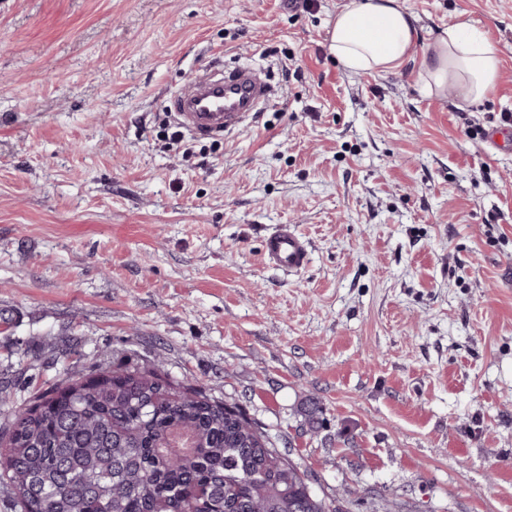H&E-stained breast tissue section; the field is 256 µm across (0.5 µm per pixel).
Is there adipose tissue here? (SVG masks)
<instances>
[{
	"mask_svg": "<svg viewBox=\"0 0 512 512\" xmlns=\"http://www.w3.org/2000/svg\"><path fill=\"white\" fill-rule=\"evenodd\" d=\"M416 20L401 0H353L337 13L330 37L332 51L355 72L387 73L419 58L426 90L457 86L464 98L479 100L495 88L500 62L466 24L449 26L431 51L417 53Z\"/></svg>",
	"mask_w": 512,
	"mask_h": 512,
	"instance_id": "adipose-tissue-1",
	"label": "adipose tissue"
}]
</instances>
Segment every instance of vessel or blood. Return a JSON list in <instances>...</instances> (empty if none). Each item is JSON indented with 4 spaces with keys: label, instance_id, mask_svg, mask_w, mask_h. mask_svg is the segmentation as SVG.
<instances>
[{
    "label": "vessel or blood",
    "instance_id": "1",
    "mask_svg": "<svg viewBox=\"0 0 512 512\" xmlns=\"http://www.w3.org/2000/svg\"><path fill=\"white\" fill-rule=\"evenodd\" d=\"M267 94V84L254 71L241 70L223 76L204 64L194 81L178 95L176 107L181 124L192 134H229ZM262 253L268 265L289 273L303 271L310 260L306 238L288 224L278 225L265 236Z\"/></svg>",
    "mask_w": 512,
    "mask_h": 512
}]
</instances>
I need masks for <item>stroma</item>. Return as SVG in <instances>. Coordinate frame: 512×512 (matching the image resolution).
Listing matches in <instances>:
<instances>
[{"mask_svg":"<svg viewBox=\"0 0 512 512\" xmlns=\"http://www.w3.org/2000/svg\"><path fill=\"white\" fill-rule=\"evenodd\" d=\"M350 0H0V383L101 354L235 400L348 512H512V0H402L420 46L466 23L494 91L347 70ZM275 101L175 143L201 64ZM293 225L310 263L269 267ZM353 439L338 447L337 431ZM262 253L268 265L288 273L303 271L310 260L306 238L288 224H279L264 237Z\"/></svg>","mask_w":512,"mask_h":512,"instance_id":"stroma-1","label":"stroma"}]
</instances>
